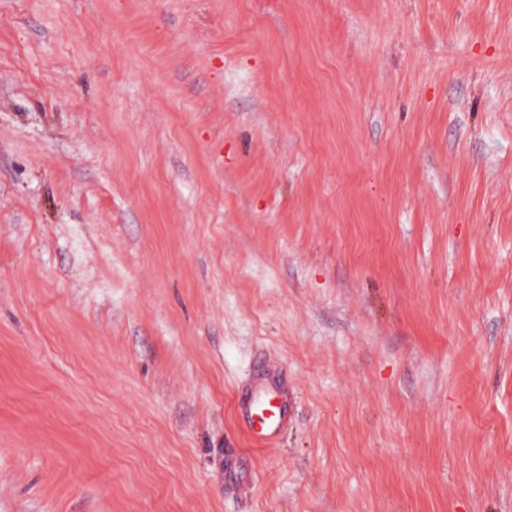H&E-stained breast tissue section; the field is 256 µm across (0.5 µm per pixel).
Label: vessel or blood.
Wrapping results in <instances>:
<instances>
[{"mask_svg": "<svg viewBox=\"0 0 512 512\" xmlns=\"http://www.w3.org/2000/svg\"><path fill=\"white\" fill-rule=\"evenodd\" d=\"M238 409L256 444L275 443L291 418V397L281 375L260 369L244 389Z\"/></svg>", "mask_w": 512, "mask_h": 512, "instance_id": "obj_1", "label": "vessel or blood"}]
</instances>
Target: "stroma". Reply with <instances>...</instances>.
I'll return each mask as SVG.
<instances>
[{
	"label": "stroma",
	"mask_w": 512,
	"mask_h": 512,
	"mask_svg": "<svg viewBox=\"0 0 512 512\" xmlns=\"http://www.w3.org/2000/svg\"><path fill=\"white\" fill-rule=\"evenodd\" d=\"M0 512H512V0H0ZM238 409L257 445L275 443L291 418V397L281 375L260 369L240 396Z\"/></svg>",
	"instance_id": "1"
}]
</instances>
